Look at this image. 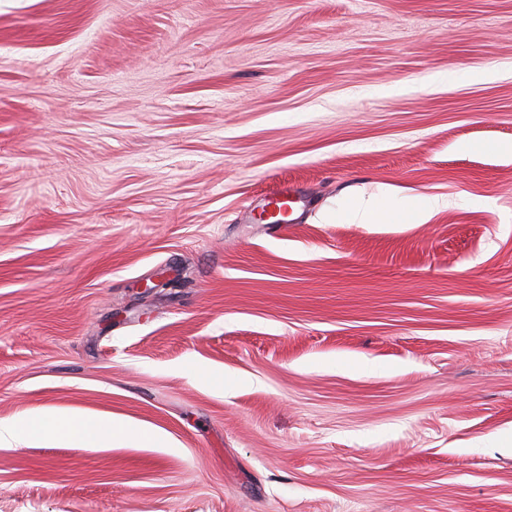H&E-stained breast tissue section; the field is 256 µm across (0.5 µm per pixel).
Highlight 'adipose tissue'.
Segmentation results:
<instances>
[{"label": "adipose tissue", "mask_w": 512, "mask_h": 512, "mask_svg": "<svg viewBox=\"0 0 512 512\" xmlns=\"http://www.w3.org/2000/svg\"><path fill=\"white\" fill-rule=\"evenodd\" d=\"M445 199L408 195L382 196L368 201L358 200L339 211L323 215L326 223L349 221L358 224H423L435 212L447 207ZM79 445L136 442L140 445L162 448L167 443L164 433L137 426L120 416L85 417L57 412H46L35 417H22L0 422V446L40 438Z\"/></svg>", "instance_id": "1"}]
</instances>
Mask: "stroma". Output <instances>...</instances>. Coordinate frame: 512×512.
Returning a JSON list of instances; mask_svg holds the SVG:
<instances>
[{
  "instance_id": "35a3bbf8",
  "label": "stroma",
  "mask_w": 512,
  "mask_h": 512,
  "mask_svg": "<svg viewBox=\"0 0 512 512\" xmlns=\"http://www.w3.org/2000/svg\"><path fill=\"white\" fill-rule=\"evenodd\" d=\"M502 142L512 0H0V420L168 435L0 447V512H512ZM387 189L450 205L319 217ZM444 207H448V199L434 196H382L368 201H354L339 211H326L323 221L327 224L343 221L358 224H424ZM79 445L138 442L140 445L164 448V433L137 426L120 416L85 417L46 412L35 417H22L0 422V446L11 447L13 442L40 438Z\"/></svg>"
}]
</instances>
